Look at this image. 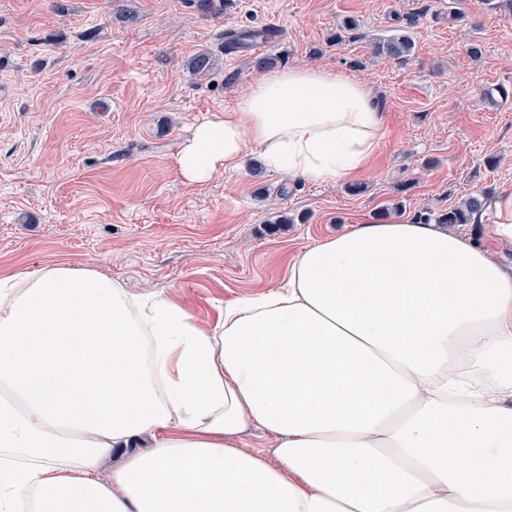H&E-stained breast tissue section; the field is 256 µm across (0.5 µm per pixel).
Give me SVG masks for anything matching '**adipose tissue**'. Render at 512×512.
<instances>
[{
  "label": "adipose tissue",
  "instance_id": "adipose-tissue-1",
  "mask_svg": "<svg viewBox=\"0 0 512 512\" xmlns=\"http://www.w3.org/2000/svg\"><path fill=\"white\" fill-rule=\"evenodd\" d=\"M384 124L363 84L276 70L178 171L336 183ZM0 512H512V273L442 224H354L212 330L90 267L0 274Z\"/></svg>",
  "mask_w": 512,
  "mask_h": 512
}]
</instances>
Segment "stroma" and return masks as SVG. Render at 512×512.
<instances>
[{"instance_id":"35a3bbf8","label":"stroma","mask_w":512,"mask_h":512,"mask_svg":"<svg viewBox=\"0 0 512 512\" xmlns=\"http://www.w3.org/2000/svg\"><path fill=\"white\" fill-rule=\"evenodd\" d=\"M349 17L356 29L337 39ZM411 17L414 55H375ZM268 26L280 35L262 53L280 68L366 86L385 114L375 158L334 184L254 170V155L186 181L183 141L257 77L253 53H225V30ZM200 51L215 65L198 76L187 61ZM497 86H512V0H224L212 17L192 0H0V272L91 267L214 326L322 238L436 215L512 180V98L481 97ZM448 230L512 272L491 214Z\"/></svg>"}]
</instances>
